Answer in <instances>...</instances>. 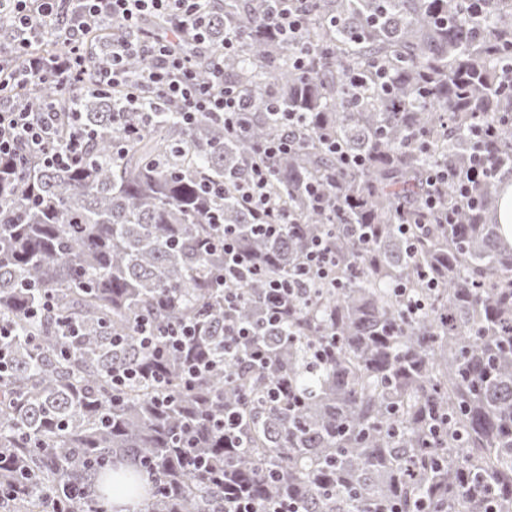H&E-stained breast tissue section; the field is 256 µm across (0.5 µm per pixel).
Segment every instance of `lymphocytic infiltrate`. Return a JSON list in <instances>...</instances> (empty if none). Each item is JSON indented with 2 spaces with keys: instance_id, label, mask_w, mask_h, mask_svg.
<instances>
[{
  "instance_id": "obj_1",
  "label": "lymphocytic infiltrate",
  "mask_w": 512,
  "mask_h": 512,
  "mask_svg": "<svg viewBox=\"0 0 512 512\" xmlns=\"http://www.w3.org/2000/svg\"><path fill=\"white\" fill-rule=\"evenodd\" d=\"M89 12L121 16L128 26H137L147 15L168 16L175 29L189 34H200L205 22L204 10L208 0H83ZM79 28L64 31V41L70 44L69 53L51 60L38 57L29 59L27 65L15 75L17 83L25 84L41 78L44 72H52L61 84H68L81 68L77 49L80 45ZM138 55L148 61V66L138 82H130L126 70L129 56ZM212 82H199L190 63L176 52L168 41L144 32L134 38L113 41L112 61L97 71L93 80L97 87L123 86L126 97L135 101L141 88L148 87L164 98L179 112L185 124H193L201 116H217L223 119L224 129L229 133L244 131L247 123V105L243 95L224 80L223 63L213 66ZM282 122L287 128L279 139L266 142L259 147L246 179L236 184L235 190L249 209L260 216L256 224L258 234L267 237L279 236L286 219L281 216L268 184L269 163L282 153L291 150L297 143L300 120L296 115L283 114ZM61 116L52 105L43 111L25 112L0 108V158H11L18 152L37 157L49 167L74 164L88 145L91 135L74 132L68 137L58 135ZM224 247V307L234 311L241 299L235 289L238 282L260 275L261 268L237 247L236 229L228 225L222 238ZM337 259L328 242L312 241L306 250L301 265L283 278L271 279L268 283L266 318L269 325L282 323L289 306L298 298L309 295L318 288H335Z\"/></svg>"
}]
</instances>
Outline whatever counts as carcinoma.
<instances>
[{"instance_id":"cac0c4a2","label":"carcinoma","mask_w":512,"mask_h":512,"mask_svg":"<svg viewBox=\"0 0 512 512\" xmlns=\"http://www.w3.org/2000/svg\"><path fill=\"white\" fill-rule=\"evenodd\" d=\"M506 2L470 13L465 0H299L306 23L292 42L275 34L269 0H219L204 40L186 34L176 47L202 81L209 57L224 55V79L250 105L240 136L216 117L185 125L150 95L18 85L10 74L25 57L3 64L1 106L37 112L51 100L96 138L71 168L22 152L0 184V329L11 332L0 336V512H107L119 485L144 489L140 512H225L241 491L259 505L286 494L305 512H512V245L497 220L512 179ZM81 23L90 77L129 32L105 14ZM230 30L240 44L226 54ZM279 112L305 121L298 146L270 162L289 221L269 239L252 233L231 184L283 135ZM483 125L496 133L478 142ZM324 133L364 166L343 169ZM477 151L497 167L468 198L443 186L440 208L456 211L444 223L424 203L429 171H466ZM312 185L328 205L315 206ZM226 224L265 271L237 284L230 316L259 327L261 366L223 356ZM357 224L374 229L369 243ZM316 238L336 252L343 287L266 325L267 278L293 272ZM398 284L426 297L417 316ZM146 319L161 335L190 321L201 333L162 356L141 344ZM320 344L332 355L318 361ZM189 358L219 368L191 382ZM120 368L146 377L117 386ZM283 380L287 394L270 400ZM228 409L241 418L235 439L219 427ZM196 456L222 469V487L191 471Z\"/></svg>"}]
</instances>
